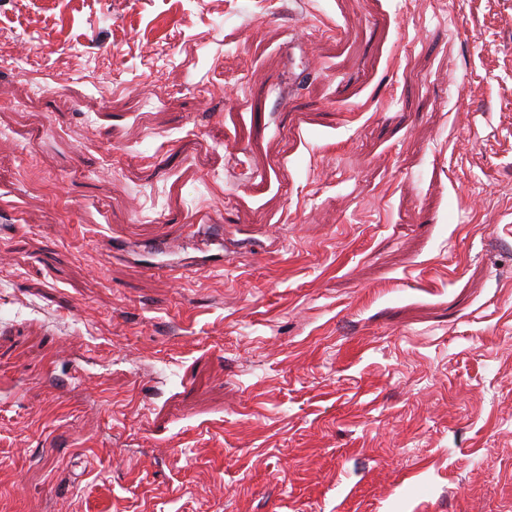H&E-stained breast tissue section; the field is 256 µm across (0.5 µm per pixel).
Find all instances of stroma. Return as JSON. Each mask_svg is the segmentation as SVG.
<instances>
[{"mask_svg": "<svg viewBox=\"0 0 512 512\" xmlns=\"http://www.w3.org/2000/svg\"><path fill=\"white\" fill-rule=\"evenodd\" d=\"M0 34V512H512V0Z\"/></svg>", "mask_w": 512, "mask_h": 512, "instance_id": "35a3bbf8", "label": "stroma"}]
</instances>
